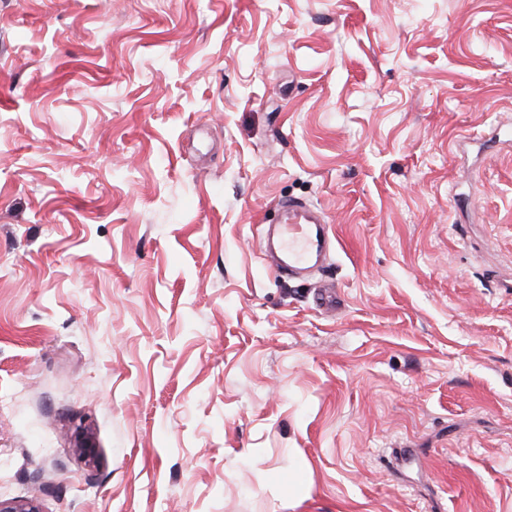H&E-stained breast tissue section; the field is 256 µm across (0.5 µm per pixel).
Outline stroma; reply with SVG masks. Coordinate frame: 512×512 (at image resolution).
I'll list each match as a JSON object with an SVG mask.
<instances>
[{
	"instance_id": "stroma-1",
	"label": "stroma",
	"mask_w": 512,
	"mask_h": 512,
	"mask_svg": "<svg viewBox=\"0 0 512 512\" xmlns=\"http://www.w3.org/2000/svg\"><path fill=\"white\" fill-rule=\"evenodd\" d=\"M288 198L339 236L306 280L260 252ZM24 498L512 512V0H0Z\"/></svg>"
}]
</instances>
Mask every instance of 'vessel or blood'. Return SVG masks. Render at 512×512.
Returning <instances> with one entry per match:
<instances>
[{
    "mask_svg": "<svg viewBox=\"0 0 512 512\" xmlns=\"http://www.w3.org/2000/svg\"><path fill=\"white\" fill-rule=\"evenodd\" d=\"M277 206L281 221L260 239L262 254H275L274 269L298 273L309 269L322 256L334 237L321 212L296 200H281Z\"/></svg>",
    "mask_w": 512,
    "mask_h": 512,
    "instance_id": "obj_1",
    "label": "vessel or blood"
}]
</instances>
